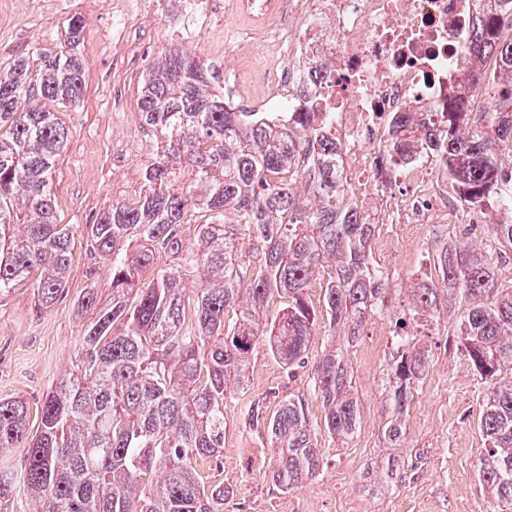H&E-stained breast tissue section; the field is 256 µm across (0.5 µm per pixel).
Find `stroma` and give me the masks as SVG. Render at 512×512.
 Masks as SVG:
<instances>
[{
  "label": "stroma",
  "mask_w": 512,
  "mask_h": 512,
  "mask_svg": "<svg viewBox=\"0 0 512 512\" xmlns=\"http://www.w3.org/2000/svg\"><path fill=\"white\" fill-rule=\"evenodd\" d=\"M79 15L85 24L74 50L85 63V91L78 103L56 105L69 143L56 164L53 192L56 214L71 225L75 257L65 297L51 307L36 305L23 287L0 298V399L20 398L37 407L52 384L74 361L94 314L79 303L87 291L108 300L111 288L106 262L90 253L86 224L113 201L138 188L145 160L155 156V136L142 126L137 90L150 58L179 47L210 67L224 58V28L203 23L193 40L173 30L175 14L126 18L125 32L112 30V12L97 0H0V69L15 58L66 42V20ZM417 185L406 178L383 194L362 196L357 182L348 194L377 226L371 256L389 273L387 308L367 315L355 338L324 336L315 328L304 368L296 375L266 350L251 360L248 383L224 400V451L221 462L198 460L195 469L208 488L224 490L218 512H494L497 501L479 481L481 451L487 441L478 427L487 385L457 344L455 336L464 305L459 291L444 286L437 257L466 242L497 265L495 292L512 290V245H500L488 224L456 196L448 198V220L442 224H405L401 213ZM436 290L434 315H413L416 288ZM421 333L428 368L403 418L400 445L388 443L386 369L393 350L397 320ZM337 347L350 368L352 390L362 422L348 447L336 446L318 433L324 458L320 476L282 491L272 481L274 450L263 429L247 425L245 412L257 399L275 411L288 392L309 388L317 361ZM396 460L393 477H384L388 460Z\"/></svg>",
  "instance_id": "35a3bbf8"
}]
</instances>
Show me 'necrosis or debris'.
I'll return each instance as SVG.
<instances>
[{
  "label": "necrosis or debris",
  "instance_id": "necrosis-or-debris-1",
  "mask_svg": "<svg viewBox=\"0 0 512 512\" xmlns=\"http://www.w3.org/2000/svg\"><path fill=\"white\" fill-rule=\"evenodd\" d=\"M481 0H182L184 23L232 11L266 48L256 79L233 77L224 102L251 112H319L353 141L382 143L395 117L444 112L475 59Z\"/></svg>",
  "mask_w": 512,
  "mask_h": 512
}]
</instances>
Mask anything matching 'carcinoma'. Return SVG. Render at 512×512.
I'll return each mask as SVG.
<instances>
[{
	"mask_svg": "<svg viewBox=\"0 0 512 512\" xmlns=\"http://www.w3.org/2000/svg\"><path fill=\"white\" fill-rule=\"evenodd\" d=\"M472 50L512 75V0H485ZM84 63L59 48L17 58L0 73V295L34 289L40 305L64 298L74 255L71 229L58 222L53 193L57 158L68 133L50 103H74ZM142 126L161 151L143 164L141 183L86 225L90 251L108 260L112 298L97 306L72 367L40 402L36 432L22 399L0 400V453L23 449L20 467L0 464V499L22 495L33 512H215L224 491L198 480L194 462L220 460L224 398L247 383L261 347L287 367L304 366L316 313L305 290L323 282L327 336L384 306L385 273L370 257L375 225L347 203L345 147L318 112L277 121L264 112L224 107L216 74L176 48L157 54L138 87ZM424 132L396 126L383 141L381 170L421 154L435 158L462 203L488 218L496 239L512 245V223L494 218L512 203V81L496 83L486 112L450 98ZM194 173L179 185L185 170ZM303 184L313 202L297 194ZM207 216L188 238L194 212ZM175 264L136 287L155 254ZM442 281L464 302L458 345L488 384L479 426L488 441L479 477L501 512H512V291L489 305L493 263L463 244L438 263ZM191 279L198 288L188 292ZM287 302L273 308L275 297ZM436 308L434 289L417 291L414 312ZM235 315L225 319L229 310ZM418 333L399 322L387 372L390 420L384 436L397 446L402 416L426 369ZM321 403V423L309 398ZM246 419L263 427L277 454L273 481L291 490L319 474L316 430L341 445L360 428L347 363L330 351L310 388L291 392L265 415L250 403Z\"/></svg>",
	"mask_w": 512,
	"mask_h": 512,
	"instance_id": "obj_1",
	"label": "carcinoma"
}]
</instances>
